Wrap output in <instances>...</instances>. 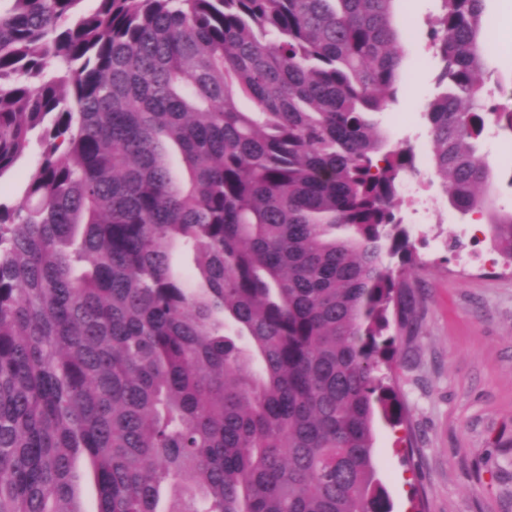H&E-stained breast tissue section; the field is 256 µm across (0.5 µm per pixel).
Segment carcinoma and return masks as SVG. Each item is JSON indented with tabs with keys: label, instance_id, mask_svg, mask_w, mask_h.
I'll list each match as a JSON object with an SVG mask.
<instances>
[{
	"label": "carcinoma",
	"instance_id": "carcinoma-1",
	"mask_svg": "<svg viewBox=\"0 0 512 512\" xmlns=\"http://www.w3.org/2000/svg\"><path fill=\"white\" fill-rule=\"evenodd\" d=\"M0 512H392L376 375L417 325L393 0H0ZM429 39L433 175L487 213L486 0ZM187 172L178 179L170 151ZM195 273L171 270L172 252ZM96 488L79 494L78 459ZM39 148L35 141L24 157L16 166L0 180V195L2 199H15L19 197L28 181L31 172L37 165Z\"/></svg>",
	"mask_w": 512,
	"mask_h": 512
}]
</instances>
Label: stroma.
Returning a JSON list of instances; mask_svg holds the SVG:
<instances>
[{
	"label": "stroma",
	"instance_id": "stroma-1",
	"mask_svg": "<svg viewBox=\"0 0 512 512\" xmlns=\"http://www.w3.org/2000/svg\"><path fill=\"white\" fill-rule=\"evenodd\" d=\"M440 0H393L403 62L396 102L376 113L390 143L410 144L422 184L401 213L422 266L413 276L419 328L401 335L380 376L400 393L402 424L375 422L374 461L393 512H512V267L457 270L443 192L431 179L425 118L438 67L427 38ZM486 88L512 111V0H488ZM483 152L493 208L512 210V131L488 125Z\"/></svg>",
	"mask_w": 512,
	"mask_h": 512
}]
</instances>
